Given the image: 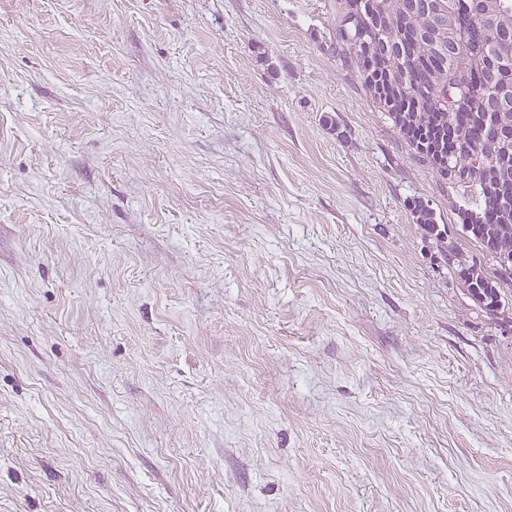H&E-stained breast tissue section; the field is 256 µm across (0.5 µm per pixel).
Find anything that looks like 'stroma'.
I'll return each mask as SVG.
<instances>
[{
    "label": "stroma",
    "mask_w": 512,
    "mask_h": 512,
    "mask_svg": "<svg viewBox=\"0 0 512 512\" xmlns=\"http://www.w3.org/2000/svg\"><path fill=\"white\" fill-rule=\"evenodd\" d=\"M342 3L0 0V512H512V287Z\"/></svg>",
    "instance_id": "obj_1"
}]
</instances>
